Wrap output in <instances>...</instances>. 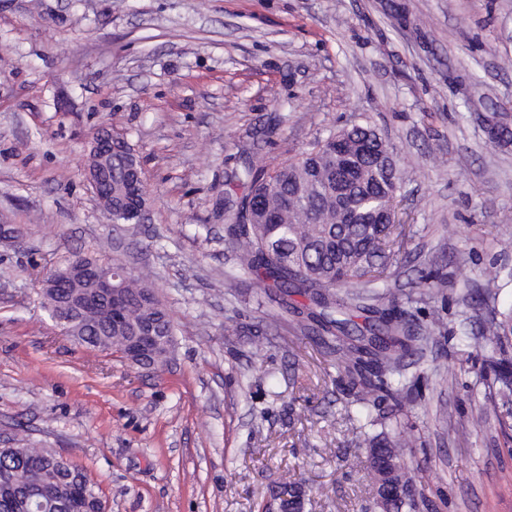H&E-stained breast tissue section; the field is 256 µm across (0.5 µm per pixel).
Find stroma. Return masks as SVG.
Segmentation results:
<instances>
[{
	"label": "stroma",
	"mask_w": 512,
	"mask_h": 512,
	"mask_svg": "<svg viewBox=\"0 0 512 512\" xmlns=\"http://www.w3.org/2000/svg\"><path fill=\"white\" fill-rule=\"evenodd\" d=\"M512 0H0V448L84 468L105 512H382L336 361L255 280L225 283L228 174L273 170L363 115L404 173L407 259L391 285L451 275L412 313L443 328L409 358L400 419L419 512H512V439L477 346L492 264L512 268ZM133 145L151 204L104 213L83 168L97 127ZM76 254L152 274L174 343L160 370L75 344L40 297Z\"/></svg>",
	"instance_id": "1"
}]
</instances>
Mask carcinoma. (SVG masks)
<instances>
[{
	"instance_id": "1",
	"label": "carcinoma",
	"mask_w": 512,
	"mask_h": 512,
	"mask_svg": "<svg viewBox=\"0 0 512 512\" xmlns=\"http://www.w3.org/2000/svg\"><path fill=\"white\" fill-rule=\"evenodd\" d=\"M342 138L351 147L343 160L334 148ZM231 180L248 189L239 200L224 199V224L234 261L225 277L243 275L257 281L259 292L300 318L302 329L315 334L336 356V369L346 383L350 405L371 414L377 392L394 395L408 387L406 359L425 356L439 321L414 322L388 284V265L398 262L404 246L394 224H380L379 211L396 213L397 192L403 174L393 147L365 119L354 120L330 133L316 147L269 174L251 163L235 170ZM262 198L264 213L251 214L254 198ZM512 281V271H490L482 288L483 300L495 302L500 283ZM125 317L136 324L152 313L147 295L152 293L142 274H130L125 286ZM299 295L297 305L289 297ZM125 332L111 329L100 319L84 327L80 343L98 349H118ZM482 339L498 350L502 359L493 371V382L512 400V311L494 313ZM376 434L362 432L357 440L371 453L399 455L402 437L391 435L386 422ZM54 453L18 441L0 448V512H11L5 498L11 494L6 481L35 489L47 512H62L71 497V485L83 487L88 507L101 499L83 469L73 462L66 473L57 469ZM300 483L281 492L282 512L301 507ZM390 512H417L416 500L395 495L385 500Z\"/></svg>"
}]
</instances>
